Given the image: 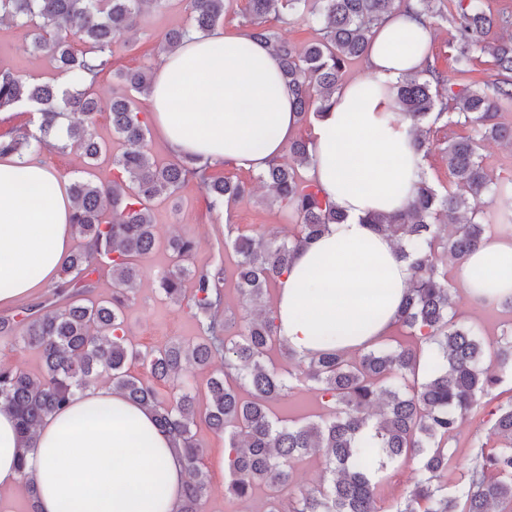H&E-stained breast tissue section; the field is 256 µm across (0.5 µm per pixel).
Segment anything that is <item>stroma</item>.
Wrapping results in <instances>:
<instances>
[{
  "label": "stroma",
  "instance_id": "1",
  "mask_svg": "<svg viewBox=\"0 0 512 512\" xmlns=\"http://www.w3.org/2000/svg\"><path fill=\"white\" fill-rule=\"evenodd\" d=\"M184 0H166L161 7L146 8L131 34L112 40V61L115 67L135 70L157 62L162 35L172 29L189 26ZM17 70L48 80L54 72L49 60L34 55L25 31L15 25L0 23V69ZM217 174L246 183L247 197L227 208H210L196 183H188L177 203H162L153 209L158 245L141 264L140 288L136 299L125 310L128 338L142 349L157 348L172 340L195 341L196 323L182 306L164 300L158 291V273L170 264L164 244L169 237L182 234L193 237L197 248L188 264L196 269L212 268L219 260L217 240L223 237L225 225L255 237H271L280 231H293L296 217L272 205L266 190L260 189L254 172L230 165L218 166ZM460 319L472 325L485 341L496 340L504 324L512 322V312L497 306H484L465 296L457 298ZM198 438L206 453L203 463L211 476V490L204 503V512H264L265 493L256 490L248 503L232 502L224 497L228 477L221 450L223 436L206 427H199Z\"/></svg>",
  "mask_w": 512,
  "mask_h": 512
}]
</instances>
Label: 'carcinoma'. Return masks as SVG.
<instances>
[{
  "label": "carcinoma",
  "instance_id": "obj_1",
  "mask_svg": "<svg viewBox=\"0 0 512 512\" xmlns=\"http://www.w3.org/2000/svg\"><path fill=\"white\" fill-rule=\"evenodd\" d=\"M165 0H0V20L25 29L33 52L49 58L62 83L0 69V111L25 106L38 114L34 132L0 133V155L75 147L92 165L109 148L96 140L94 123L103 105L94 93L98 78L112 70L114 36L132 29L145 4ZM192 27L171 30L162 50L178 48L190 33L208 36L224 20L231 0H185ZM395 0H249L250 28L271 45L294 95L301 118H320L339 89L346 65L367 54L369 35L391 11ZM298 15L315 24L321 39L299 50L264 25L269 15ZM448 21L455 31L459 82L448 83L436 63L400 79L394 86L400 114L415 132L416 151L448 155V190L441 193L422 179L409 205L393 214L367 219L397 242L408 262L410 287L396 323L413 338L408 345L372 347L356 358L338 350L299 359L279 338L275 310L264 297L290 267L294 253L308 241L347 220L317 185L294 166L310 162L309 143L290 142L289 166L273 163L257 179L273 201L291 209L297 232L255 241L239 233L224 236L235 257L236 286L250 316L224 304V265L194 271L185 265L195 241H168L173 263L159 275L161 294L184 305L197 323L193 343L172 341L141 351L127 338L126 307L135 299L140 264L154 249L152 204L197 182L216 208L241 199L245 183L216 176L211 166L192 158L160 164L148 147L146 122L123 96L108 111L124 149L112 155V177L96 181L85 170L70 184L71 226L82 238L59 270L52 297L36 301L13 316L0 317V342L40 351V378L0 366V402L14 411L23 437L33 435L44 418L62 408L78 390L101 377L129 400L152 411L185 462L180 512H203L210 492L201 468L204 448L199 424L224 435L229 479L224 497L246 501L266 490V512H385L376 486L389 465L417 462L423 477L393 512H512V402L492 412L491 434L498 443L475 438L462 482L448 491L446 474L453 452L448 441L484 408L483 398L501 382L495 374L512 368V324L491 344L456 319L448 268L442 257L458 262L482 244L487 225L468 218L481 198L500 186L477 154L478 143L494 140L512 149V124L501 120V106L512 103V38L498 31L512 26V12L492 16L482 0H448ZM487 57L492 80L480 78ZM132 91L150 95L152 67L118 74ZM448 116L462 132L437 143L433 122ZM67 142L58 143L60 128ZM109 211L104 217L103 210ZM112 275L109 300L92 297L96 277ZM192 281L191 292L184 288ZM285 351L290 368L269 358ZM220 362L219 374L206 382V403L186 383L187 370ZM139 362L147 375L129 372ZM168 386L160 392L157 383ZM305 387L317 393L328 413L304 424L284 423L273 404ZM325 459L315 485L285 492L300 458Z\"/></svg>",
  "mask_w": 512,
  "mask_h": 512
}]
</instances>
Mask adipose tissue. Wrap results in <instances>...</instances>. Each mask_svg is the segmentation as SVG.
<instances>
[{"label": "adipose tissue", "instance_id": "1", "mask_svg": "<svg viewBox=\"0 0 512 512\" xmlns=\"http://www.w3.org/2000/svg\"><path fill=\"white\" fill-rule=\"evenodd\" d=\"M431 30L404 0L372 31L365 75L343 84L312 130L308 177L348 216L299 251L278 283V334L297 357L361 351L391 328L410 271L373 213L403 209L424 164L391 93L426 63ZM152 120L175 158L257 173L281 157L301 117L278 56L249 31L189 36L162 55ZM70 182L35 154L0 157V306L57 280L71 254ZM465 295L493 305L512 295V236H487L457 266ZM39 488V512H178L186 470L151 411L90 385L22 441L0 404V512H19L20 459Z\"/></svg>", "mask_w": 512, "mask_h": 512}]
</instances>
